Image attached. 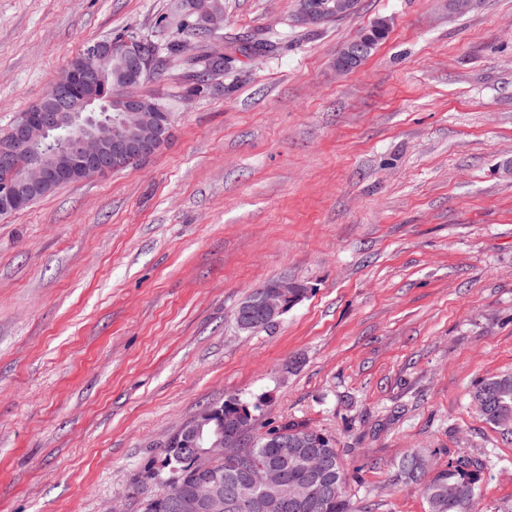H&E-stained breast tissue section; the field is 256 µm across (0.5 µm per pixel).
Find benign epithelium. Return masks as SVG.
I'll list each match as a JSON object with an SVG mask.
<instances>
[{"label":"benign epithelium","instance_id":"1","mask_svg":"<svg viewBox=\"0 0 512 512\" xmlns=\"http://www.w3.org/2000/svg\"><path fill=\"white\" fill-rule=\"evenodd\" d=\"M359 0H329L323 5L316 0H303L298 15L302 26L324 25L332 17L353 13ZM185 6L200 27L215 30L224 17L220 0H187ZM368 38L350 43L336 56L341 71L357 68L362 60L363 46ZM117 61L125 88L120 96L123 105L116 121L106 124L96 114L110 107L111 98L103 93V67ZM152 65L151 50L144 40L133 37L105 38L90 42L78 57L71 59L50 94L56 105H39L23 114L15 123L12 146L0 152V164L9 167L19 148L39 147L26 167L17 171L10 182L0 184V212L9 213L26 206L30 199L45 193L62 182L79 181L113 172L112 156L145 159L158 151L168 138L163 127L140 120L144 99L134 92ZM65 132L66 149L60 153L46 143L49 135ZM302 284L279 280L263 286L259 304H246L239 327L251 329L257 321L274 323L287 306L288 292ZM168 444L184 450L201 466V475L191 495H185L177 479L166 480L165 507L171 512H238L237 495L223 494L224 474L208 467L216 458L241 460L245 452L240 435L224 432V415L214 407L205 408L193 419L183 423ZM284 469L279 464L263 468L245 466L239 472L240 482L249 487L267 488L282 484ZM313 496L312 486H299L284 503L290 512H302Z\"/></svg>","mask_w":512,"mask_h":512}]
</instances>
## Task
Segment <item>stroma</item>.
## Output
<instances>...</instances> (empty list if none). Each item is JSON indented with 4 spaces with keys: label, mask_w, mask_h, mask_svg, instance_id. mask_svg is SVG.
Instances as JSON below:
<instances>
[{
    "label": "stroma",
    "mask_w": 512,
    "mask_h": 512,
    "mask_svg": "<svg viewBox=\"0 0 512 512\" xmlns=\"http://www.w3.org/2000/svg\"><path fill=\"white\" fill-rule=\"evenodd\" d=\"M223 7L229 59L192 93L184 0H0V130L117 34L155 46L138 92L172 124L153 157L0 216V512H140L168 436L229 398L252 437L329 435L354 512H428L398 475L414 450L481 462L480 512H512V434L469 397L512 373V0H360L317 28L298 0ZM278 277L309 290L240 330ZM371 30H365L363 34L360 35L359 40L365 32H370ZM370 35L366 34L362 40H359L354 43H350L344 48H342L336 56V67L341 71H350L357 68L362 60V50L363 46L367 44L368 37Z\"/></svg>",
    "instance_id": "1"
}]
</instances>
